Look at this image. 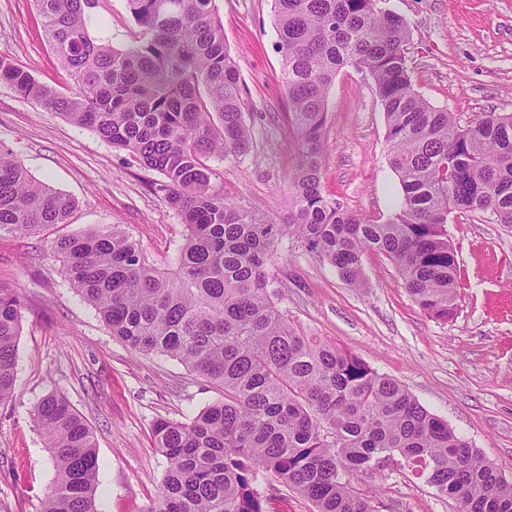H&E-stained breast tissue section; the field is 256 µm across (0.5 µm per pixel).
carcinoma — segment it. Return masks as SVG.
<instances>
[{"instance_id":"carcinoma-1","label":"carcinoma","mask_w":512,"mask_h":512,"mask_svg":"<svg viewBox=\"0 0 512 512\" xmlns=\"http://www.w3.org/2000/svg\"><path fill=\"white\" fill-rule=\"evenodd\" d=\"M97 2L34 0L76 90L42 85L4 57L0 80L163 175L157 190L185 227L172 271L148 265L118 224L52 246L112 336L136 353L176 359L222 390L184 422L155 423L168 468L144 512H265L261 479L297 491L315 512H377L351 477L386 464L425 478L457 512H512L511 481L398 382L291 325L268 275L278 246L294 240L364 288L361 258L374 251L396 265L425 314L452 317L448 214L490 212L512 227V115L485 112L463 126L430 106L408 73L407 21L376 0H275L299 162L288 218L261 220L214 184L211 162L241 156L251 142L215 0H126L142 37L123 48L91 34ZM348 65L371 75L387 117L400 191L385 223L343 210L320 189L327 94ZM74 206L0 149V237L65 224ZM22 307L17 289L0 282V404L13 396ZM34 419L57 473L42 512H97L90 427L55 394Z\"/></svg>"}]
</instances>
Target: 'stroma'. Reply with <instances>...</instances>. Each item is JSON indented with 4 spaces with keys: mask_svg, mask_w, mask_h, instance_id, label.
I'll return each instance as SVG.
<instances>
[{
    "mask_svg": "<svg viewBox=\"0 0 512 512\" xmlns=\"http://www.w3.org/2000/svg\"><path fill=\"white\" fill-rule=\"evenodd\" d=\"M409 24L407 65L432 106L470 120L512 113V0H381ZM224 40L241 77L254 147L217 162L226 197L257 217L288 210L298 156L277 50L274 0H215ZM90 31L120 47L137 37L126 0H100ZM0 57L39 83L63 90L68 77L51 50L33 0H0ZM320 188L343 210L386 222L399 192L388 160L387 122L370 75L344 68L328 94ZM0 147L35 181L75 207L64 224L35 236L0 238V281L24 299L15 389L0 405V512H41L55 483L46 440L32 418L53 393L91 427L98 450V512H143L160 490L167 460L154 444L158 420H185L222 397L177 360L134 353L70 287L51 254L61 237L119 224L147 262L175 267L184 227L128 151L91 129L45 111L0 82ZM457 257L458 308L426 316L385 255L365 253L366 287L296 244L272 270L277 305L310 336L336 343L403 385L512 481V229L494 215L448 218ZM376 494L377 512H455L424 479L389 465L356 477Z\"/></svg>",
    "mask_w": 512,
    "mask_h": 512,
    "instance_id": "35a3bbf8",
    "label": "stroma"
}]
</instances>
